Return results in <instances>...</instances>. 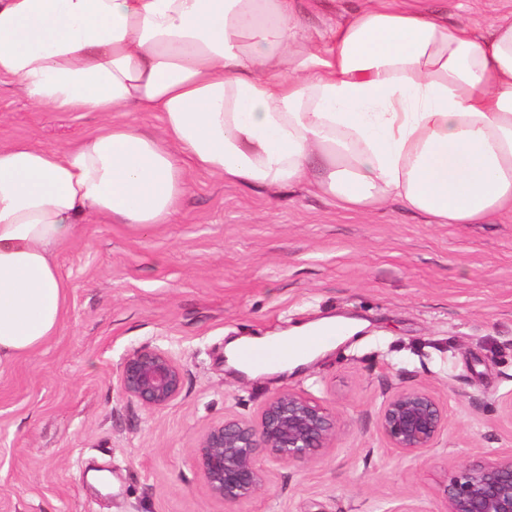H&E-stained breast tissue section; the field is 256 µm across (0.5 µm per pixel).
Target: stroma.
I'll list each match as a JSON object with an SVG mask.
<instances>
[{"label":"stroma","instance_id":"obj_1","mask_svg":"<svg viewBox=\"0 0 512 512\" xmlns=\"http://www.w3.org/2000/svg\"><path fill=\"white\" fill-rule=\"evenodd\" d=\"M449 21L486 24L494 0H430ZM102 120L30 105L0 84V140L64 146ZM66 319L37 354L0 373V512H227L197 462L204 431L255 417L285 388L338 418L332 447L302 467L268 463L236 512H388L401 498L443 512L448 474L512 448V210L432 224L391 199L345 211L295 186L246 189L190 170L175 219L137 232L83 225L57 256ZM329 316L360 320L302 369L246 377L224 363L237 336H273ZM161 347L182 395L150 411L117 370ZM433 389L449 423L417 456L387 448L376 417L389 382Z\"/></svg>","mask_w":512,"mask_h":512}]
</instances>
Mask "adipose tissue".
<instances>
[{"instance_id": "obj_1", "label": "adipose tissue", "mask_w": 512, "mask_h": 512, "mask_svg": "<svg viewBox=\"0 0 512 512\" xmlns=\"http://www.w3.org/2000/svg\"><path fill=\"white\" fill-rule=\"evenodd\" d=\"M0 0V82L49 112H98L78 142L0 141V368L66 315L57 254L97 220L171 223L189 169L307 185L345 210L399 199L434 224L512 208V0L486 27L427 0ZM161 114L146 131L140 112ZM357 321L293 327L306 365ZM357 1L351 0H324L320 17L314 18L313 23L323 26L342 21L348 14V10Z\"/></svg>"}]
</instances>
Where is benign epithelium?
I'll use <instances>...</instances> for the list:
<instances>
[{
	"mask_svg": "<svg viewBox=\"0 0 512 512\" xmlns=\"http://www.w3.org/2000/svg\"><path fill=\"white\" fill-rule=\"evenodd\" d=\"M122 392L143 408L159 410L183 392V365L162 348L137 349L120 364ZM336 416L302 391L274 394L257 418L226 416L202 435L199 466L211 495L232 508L264 488L266 463L305 466L336 437ZM377 427L388 447L413 456L435 447L448 429V406L426 388L390 384ZM443 512H512V449L457 465L443 488Z\"/></svg>",
	"mask_w": 512,
	"mask_h": 512,
	"instance_id": "obj_1",
	"label": "benign epithelium"
}]
</instances>
